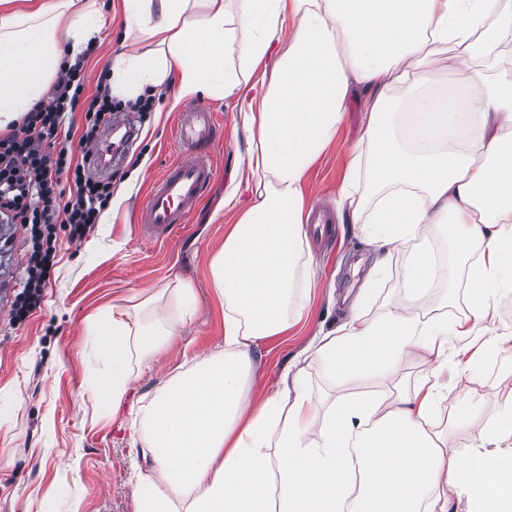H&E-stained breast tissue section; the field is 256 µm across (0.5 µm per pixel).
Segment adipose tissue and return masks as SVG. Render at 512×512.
Returning a JSON list of instances; mask_svg holds the SVG:
<instances>
[{
  "mask_svg": "<svg viewBox=\"0 0 512 512\" xmlns=\"http://www.w3.org/2000/svg\"><path fill=\"white\" fill-rule=\"evenodd\" d=\"M227 2L124 0L126 38L155 47L110 63L115 98L171 84L179 100L235 95L251 130L242 164L253 201L208 267L223 350L179 366L129 409L134 375L193 318V291L181 282L114 312L97 336L93 390L104 410H128L142 462L136 512H457L462 499L468 512H512V404L457 450L437 421L445 408L459 424L479 416L486 368L512 377V325L496 319L512 295V72L484 55L512 35V0H236L232 13ZM289 16L294 33L275 49ZM105 24L93 0H0V131ZM267 58L269 80L253 83ZM443 64L466 72L470 97L435 87ZM356 84L370 94L367 120L341 198L372 254L368 277L342 324L313 336L256 401V350L287 333L316 285L305 177ZM441 231L465 269L467 308L451 319L430 294L455 277L433 246ZM402 249L407 295L369 317L373 286ZM414 352L426 373L396 378ZM313 359L347 381L386 380L388 394L320 406L306 383Z\"/></svg>",
  "mask_w": 512,
  "mask_h": 512,
  "instance_id": "obj_1",
  "label": "adipose tissue"
}]
</instances>
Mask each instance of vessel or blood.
Here are the masks:
<instances>
[{
  "mask_svg": "<svg viewBox=\"0 0 512 512\" xmlns=\"http://www.w3.org/2000/svg\"><path fill=\"white\" fill-rule=\"evenodd\" d=\"M219 124L214 112L195 106L179 116L173 128L175 141L185 156L169 165L151 183L140 209L138 222L151 239L167 238L184 228L188 217L214 182L215 171L206 154L216 138ZM130 134L115 138L113 128H105L97 142L88 148L86 161L101 173H108L116 159L118 145H129Z\"/></svg>",
  "mask_w": 512,
  "mask_h": 512,
  "instance_id": "1",
  "label": "vessel or blood"
}]
</instances>
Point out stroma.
I'll return each mask as SVG.
<instances>
[{"label":"stroma","instance_id":"35a3bbf8","mask_svg":"<svg viewBox=\"0 0 512 512\" xmlns=\"http://www.w3.org/2000/svg\"><path fill=\"white\" fill-rule=\"evenodd\" d=\"M109 24L94 40L86 63V95L96 91L102 69L120 52L125 23L123 0H97ZM366 96L353 89L344 121L333 144L310 170L308 205L326 218L327 235L308 222L311 254L321 268V283L310 305L287 335L262 344L256 353L251 394L261 399L273 392L280 373L319 330L344 320L346 296L357 292L371 265L361 235L348 224L337 205L349 152L365 123ZM193 99L173 105L171 95L154 99L151 111L135 113L138 136L112 168L114 196L105 223H99L80 244L69 243L57 228L56 265L35 313L19 325L0 311V512H135L134 463L129 430L94 400L89 381L94 368L91 338L113 310L131 307L140 294L176 282L189 283L197 302L195 318L180 330L168 350L135 375L127 395L135 403L165 383L177 365L224 346V308L208 275L211 256L224 245V233L235 223L236 210L225 208L224 196L236 193L248 202L250 192L239 162L248 147V133L236 98L207 100L221 131L208 158L215 182L189 217L183 232L165 241L146 239L138 224L152 180L179 160L170 129ZM28 260L24 229L0 223V281L20 289ZM313 395H380L379 379L334 383L318 360L307 368Z\"/></svg>","mask_w":512,"mask_h":512}]
</instances>
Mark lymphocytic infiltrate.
Instances as JSON below:
<instances>
[{
    "label": "lymphocytic infiltrate",
    "instance_id": "1",
    "mask_svg": "<svg viewBox=\"0 0 512 512\" xmlns=\"http://www.w3.org/2000/svg\"><path fill=\"white\" fill-rule=\"evenodd\" d=\"M83 60L65 67L47 99L27 112L21 124L0 135V223L20 224L29 233L26 279L15 296L11 319L24 322L39 309L55 266L56 225H64L72 242L85 239L112 200V183L86 171L75 159L97 140L122 102L112 98L106 75H99L93 97H84ZM80 113L79 138L63 134L69 114ZM72 183L65 194L62 182Z\"/></svg>",
    "mask_w": 512,
    "mask_h": 512
}]
</instances>
